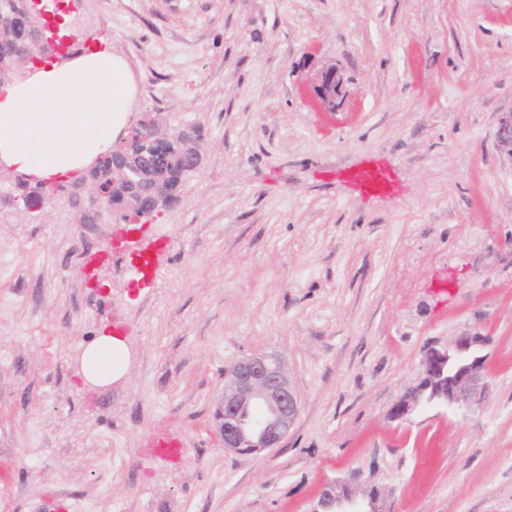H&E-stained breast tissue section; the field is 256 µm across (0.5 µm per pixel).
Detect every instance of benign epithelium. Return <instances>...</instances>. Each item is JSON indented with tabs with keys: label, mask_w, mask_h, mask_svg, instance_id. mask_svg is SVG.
I'll return each instance as SVG.
<instances>
[{
	"label": "benign epithelium",
	"mask_w": 512,
	"mask_h": 512,
	"mask_svg": "<svg viewBox=\"0 0 512 512\" xmlns=\"http://www.w3.org/2000/svg\"><path fill=\"white\" fill-rule=\"evenodd\" d=\"M21 0H0V82L28 77L33 69L23 67L28 59L54 53L49 40L34 38L13 43L5 38L7 27L29 18L20 8ZM318 90L324 110L333 112L344 101V73L336 66L319 76ZM155 140L165 143L163 125L154 119H143L127 129L121 146ZM496 145L501 154L512 161V112L502 114ZM106 190L100 188L93 198V211L85 222L118 224L120 219L103 201ZM483 339L477 335L460 336L451 347H429L422 361L416 382L408 386L392 416L408 419L430 406L467 407L479 401L488 382L484 374V356L478 353ZM300 407L297 388L275 355H253L224 371L215 418L224 448L248 455L277 448L294 426ZM314 512H384L379 490H367L351 479L327 483L319 496Z\"/></svg>",
	"instance_id": "benign-epithelium-1"
}]
</instances>
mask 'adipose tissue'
Masks as SVG:
<instances>
[{"label": "adipose tissue", "instance_id": "adipose-tissue-1", "mask_svg": "<svg viewBox=\"0 0 512 512\" xmlns=\"http://www.w3.org/2000/svg\"><path fill=\"white\" fill-rule=\"evenodd\" d=\"M30 77L0 85V172L50 187L79 179L112 151L134 108L136 86L121 58L98 43L67 61L35 62ZM104 331L82 353V375L100 385L122 347Z\"/></svg>", "mask_w": 512, "mask_h": 512}]
</instances>
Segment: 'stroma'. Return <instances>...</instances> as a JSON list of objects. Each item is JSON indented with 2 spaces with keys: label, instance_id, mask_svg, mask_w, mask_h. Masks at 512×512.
I'll return each instance as SVG.
<instances>
[{
  "label": "stroma",
  "instance_id": "obj_1",
  "mask_svg": "<svg viewBox=\"0 0 512 512\" xmlns=\"http://www.w3.org/2000/svg\"><path fill=\"white\" fill-rule=\"evenodd\" d=\"M75 11L132 71L136 117L199 130L203 156L118 244L0 176V512H311L352 474L386 512H512V0ZM361 168L387 186L360 188ZM108 328L122 372L90 388L79 352ZM465 333L486 339L483 402L393 420L427 345ZM260 353L300 413L281 447L239 455L215 402ZM344 81V73L336 66H332L320 74L317 87L324 110L333 112L343 104ZM496 145L501 154L512 160V112L503 113L499 120Z\"/></svg>",
  "mask_w": 512,
  "mask_h": 512
}]
</instances>
